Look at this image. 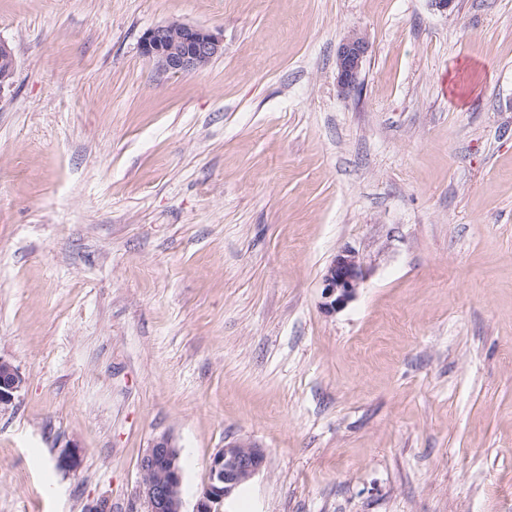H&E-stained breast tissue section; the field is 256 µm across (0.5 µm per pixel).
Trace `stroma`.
Masks as SVG:
<instances>
[{"label": "stroma", "instance_id": "1", "mask_svg": "<svg viewBox=\"0 0 512 512\" xmlns=\"http://www.w3.org/2000/svg\"><path fill=\"white\" fill-rule=\"evenodd\" d=\"M170 22L223 53L163 71ZM0 39V512H147L165 434L183 512L233 440L228 512H512V0H0ZM141 51L164 71L183 74L202 69L220 55L223 42L205 27L171 22L151 28ZM370 51L367 39L358 32L349 33L336 50V83L340 91L356 88L364 59ZM15 58L9 45L0 39V94L13 84ZM366 270L352 251L338 254L323 276V308L334 313L355 299ZM24 379L13 364L0 360V413L9 410L23 387ZM143 480L138 496L148 512H182L183 468L172 437L157 438L141 458ZM264 463V451L255 443H227L209 462V481L198 497L195 512H223L226 501L258 474Z\"/></svg>", "mask_w": 512, "mask_h": 512}]
</instances>
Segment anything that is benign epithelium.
I'll return each mask as SVG.
<instances>
[{
	"mask_svg": "<svg viewBox=\"0 0 512 512\" xmlns=\"http://www.w3.org/2000/svg\"><path fill=\"white\" fill-rule=\"evenodd\" d=\"M143 56L166 72L183 74L206 66L223 52V42L202 26L171 22L151 28L141 44ZM370 51L367 39L358 32L348 34L336 50V83L340 91L356 88L364 59ZM15 58L0 39V94L13 84ZM366 270L352 251L338 254L323 276V308L334 313L355 299ZM24 379L13 364L0 360V412L9 410L23 387ZM265 463L264 451L255 443H227L209 462V481L200 493L195 512H223V507ZM143 480L138 496L147 512H182L183 468L172 437L157 438L141 458Z\"/></svg>",
	"mask_w": 512,
	"mask_h": 512,
	"instance_id": "obj_1",
	"label": "benign epithelium"
}]
</instances>
